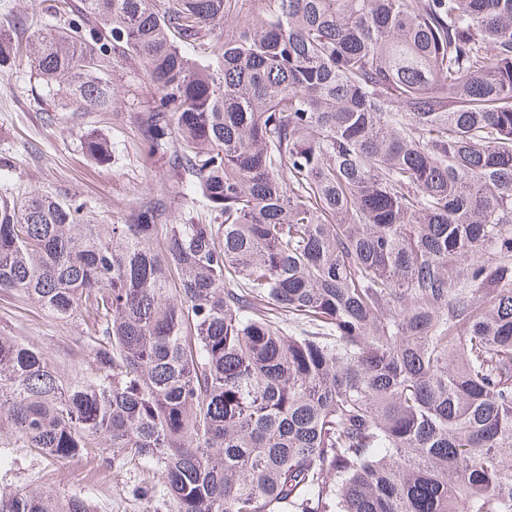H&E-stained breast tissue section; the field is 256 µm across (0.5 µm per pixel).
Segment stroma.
<instances>
[{
	"label": "stroma",
	"mask_w": 512,
	"mask_h": 512,
	"mask_svg": "<svg viewBox=\"0 0 512 512\" xmlns=\"http://www.w3.org/2000/svg\"><path fill=\"white\" fill-rule=\"evenodd\" d=\"M118 72L111 111L76 112L59 108L29 69L0 70V200L31 191L77 198L100 222L128 224L161 193L170 223H212L214 214L193 196L189 175L170 167L167 155L143 150L140 118L151 94L131 65ZM89 134L111 141L110 161L98 164L86 156L82 146ZM0 334L30 340L62 363L84 359L80 321L56 319L15 293L0 292ZM6 454L12 464L0 468V492L37 488L86 498L92 512H154L153 503L127 492L138 482V470L115 471L93 459L52 463L26 448Z\"/></svg>",
	"instance_id": "1"
}]
</instances>
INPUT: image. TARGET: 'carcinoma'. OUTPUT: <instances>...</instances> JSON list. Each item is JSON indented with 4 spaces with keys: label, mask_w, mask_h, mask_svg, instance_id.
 Instances as JSON below:
<instances>
[{
    "label": "carcinoma",
    "mask_w": 512,
    "mask_h": 512,
    "mask_svg": "<svg viewBox=\"0 0 512 512\" xmlns=\"http://www.w3.org/2000/svg\"><path fill=\"white\" fill-rule=\"evenodd\" d=\"M252 2L41 0L24 43L0 22V68L80 112L136 67L144 149L219 220L0 204V291L87 314L90 356L0 335L6 443L107 448L178 512H512V0Z\"/></svg>",
    "instance_id": "carcinoma-1"
}]
</instances>
